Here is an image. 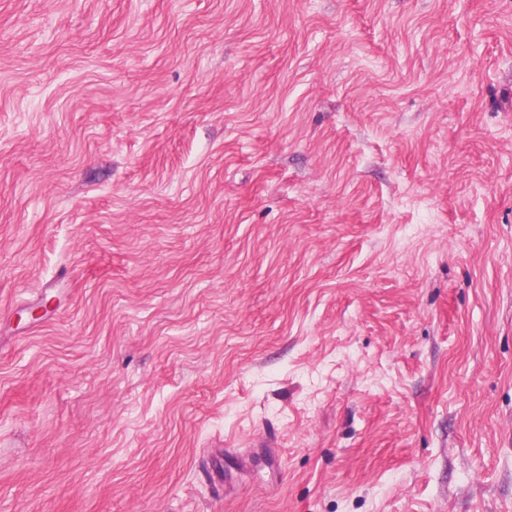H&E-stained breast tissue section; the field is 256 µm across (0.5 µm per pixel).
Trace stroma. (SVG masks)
<instances>
[{
	"label": "stroma",
	"mask_w": 512,
	"mask_h": 512,
	"mask_svg": "<svg viewBox=\"0 0 512 512\" xmlns=\"http://www.w3.org/2000/svg\"><path fill=\"white\" fill-rule=\"evenodd\" d=\"M0 512H512V0H0Z\"/></svg>",
	"instance_id": "obj_1"
}]
</instances>
